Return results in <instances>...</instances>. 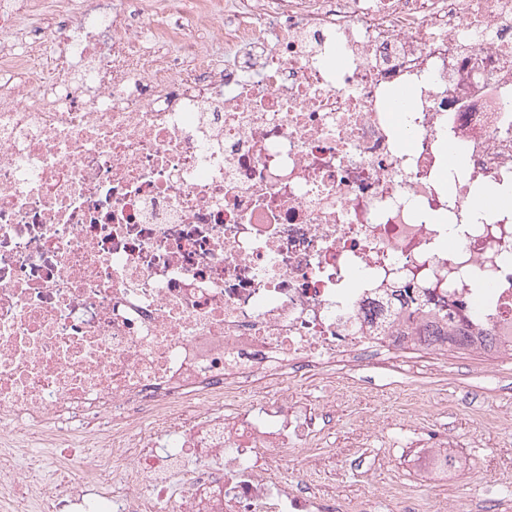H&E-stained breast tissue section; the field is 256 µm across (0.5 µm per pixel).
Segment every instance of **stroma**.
I'll return each instance as SVG.
<instances>
[{"mask_svg": "<svg viewBox=\"0 0 512 512\" xmlns=\"http://www.w3.org/2000/svg\"><path fill=\"white\" fill-rule=\"evenodd\" d=\"M438 359L446 366L438 376L413 361L390 375L361 367L355 379L366 392L337 395L334 421L314 450V477L326 493L366 500L384 484L423 501L463 500L473 512L512 504V355L451 350ZM421 401L448 434V465L428 462L425 435L405 423ZM376 419L379 432L358 438Z\"/></svg>", "mask_w": 512, "mask_h": 512, "instance_id": "obj_1", "label": "stroma"}]
</instances>
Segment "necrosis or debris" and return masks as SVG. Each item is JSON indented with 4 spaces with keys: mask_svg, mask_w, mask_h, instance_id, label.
I'll list each match as a JSON object with an SVG mask.
<instances>
[{
    "mask_svg": "<svg viewBox=\"0 0 512 512\" xmlns=\"http://www.w3.org/2000/svg\"><path fill=\"white\" fill-rule=\"evenodd\" d=\"M486 183L512 0H0V499L367 512L289 386L402 368L427 309L512 345Z\"/></svg>",
    "mask_w": 512,
    "mask_h": 512,
    "instance_id": "1",
    "label": "necrosis or debris"
}]
</instances>
